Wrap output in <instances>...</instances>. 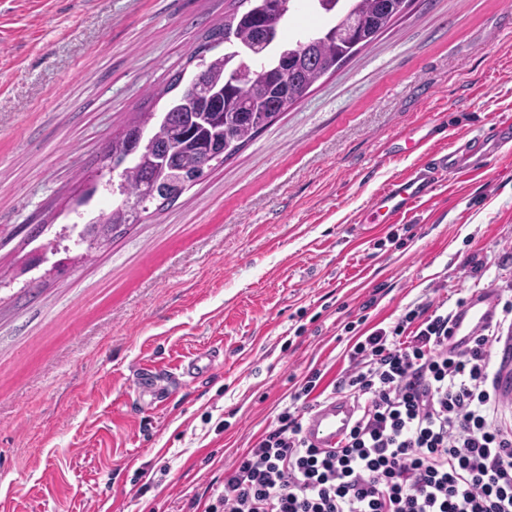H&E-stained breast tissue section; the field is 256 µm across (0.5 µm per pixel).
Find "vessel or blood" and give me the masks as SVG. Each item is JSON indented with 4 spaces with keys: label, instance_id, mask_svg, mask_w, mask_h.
<instances>
[{
    "label": "vessel or blood",
    "instance_id": "vessel-or-blood-1",
    "mask_svg": "<svg viewBox=\"0 0 512 512\" xmlns=\"http://www.w3.org/2000/svg\"><path fill=\"white\" fill-rule=\"evenodd\" d=\"M484 163L483 144L473 138L468 140L466 146L434 153L408 176L387 185L368 207L367 213L373 216L375 223H385L431 195L436 171L459 174L481 169ZM497 314V299L493 291L472 295L453 314L449 347L465 348L496 320ZM178 378L167 371L143 367L137 372L136 385L138 390L161 404L172 394ZM357 410L356 402L347 396H336L317 403L306 417L305 438L317 448L336 450L343 445L353 427Z\"/></svg>",
    "mask_w": 512,
    "mask_h": 512
}]
</instances>
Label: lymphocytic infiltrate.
<instances>
[{
  "label": "lymphocytic infiltrate",
  "instance_id": "f902f5d3",
  "mask_svg": "<svg viewBox=\"0 0 512 512\" xmlns=\"http://www.w3.org/2000/svg\"><path fill=\"white\" fill-rule=\"evenodd\" d=\"M451 317L427 301L359 333L335 385L360 405L342 448L303 437L311 372L205 512H512V418L490 378L512 301L461 351L448 348Z\"/></svg>",
  "mask_w": 512,
  "mask_h": 512
}]
</instances>
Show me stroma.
Instances as JSON below:
<instances>
[{"mask_svg":"<svg viewBox=\"0 0 512 512\" xmlns=\"http://www.w3.org/2000/svg\"><path fill=\"white\" fill-rule=\"evenodd\" d=\"M232 0H0V512H193L289 402L347 367L348 324L408 307L512 297V143L480 173L436 178L391 224L358 220L420 164L512 117V0H412L224 165L88 261L66 228L134 112ZM38 290L25 292L29 281ZM221 357L163 407L149 363Z\"/></svg>","mask_w":512,"mask_h":512,"instance_id":"35a3bbf8","label":"stroma"}]
</instances>
